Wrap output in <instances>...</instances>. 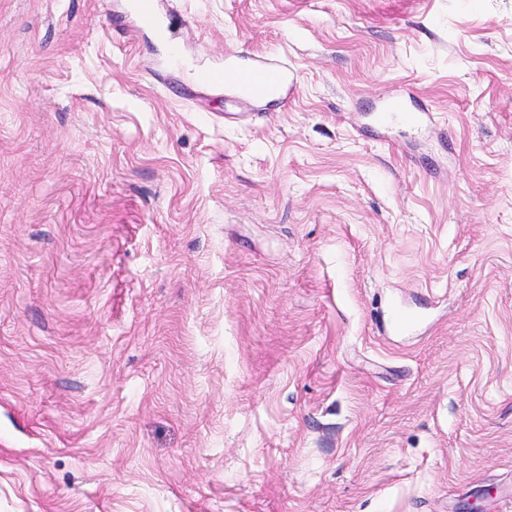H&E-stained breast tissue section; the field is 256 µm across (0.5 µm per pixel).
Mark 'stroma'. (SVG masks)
<instances>
[{
    "mask_svg": "<svg viewBox=\"0 0 512 512\" xmlns=\"http://www.w3.org/2000/svg\"><path fill=\"white\" fill-rule=\"evenodd\" d=\"M127 3L0 0V512H512V0Z\"/></svg>",
    "mask_w": 512,
    "mask_h": 512,
    "instance_id": "obj_1",
    "label": "stroma"
}]
</instances>
